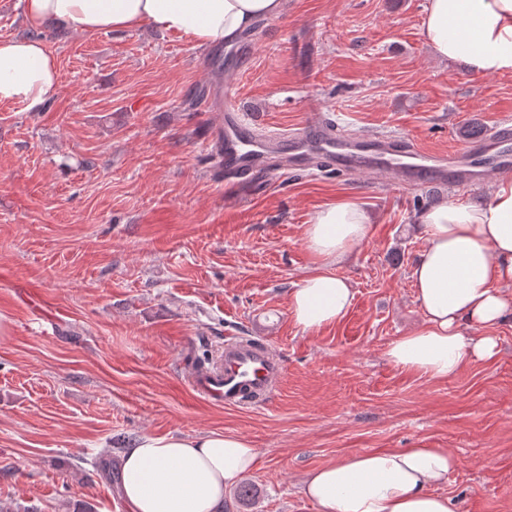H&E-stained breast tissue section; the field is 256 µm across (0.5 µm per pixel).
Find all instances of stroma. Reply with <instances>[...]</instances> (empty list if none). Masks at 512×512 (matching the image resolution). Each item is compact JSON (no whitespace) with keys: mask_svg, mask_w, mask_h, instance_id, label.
Wrapping results in <instances>:
<instances>
[{"mask_svg":"<svg viewBox=\"0 0 512 512\" xmlns=\"http://www.w3.org/2000/svg\"><path fill=\"white\" fill-rule=\"evenodd\" d=\"M428 0H288L250 32L249 54L151 26L93 37L30 27L0 0V39L34 35L60 61L49 111L0 103V506L11 512H128L105 460L144 434L217 431L250 440L260 491L224 512H317L311 470L354 453L445 448L453 512H512V320L500 352L433 380L386 351L422 323L410 269L415 222L436 199L483 200L491 184L401 189L362 173L274 177L242 203L208 149L220 113L207 91L265 130L307 119L315 99L347 133L399 137L438 155L512 114V76L435 59ZM358 202L371 224L335 268L354 301L302 331L288 294L312 269L304 229L322 205ZM264 343L284 363L267 403L227 408L190 385L226 339Z\"/></svg>","mask_w":512,"mask_h":512,"instance_id":"obj_1","label":"stroma"}]
</instances>
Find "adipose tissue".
Listing matches in <instances>:
<instances>
[{
	"label": "adipose tissue",
	"instance_id": "ef3b65f1",
	"mask_svg": "<svg viewBox=\"0 0 512 512\" xmlns=\"http://www.w3.org/2000/svg\"><path fill=\"white\" fill-rule=\"evenodd\" d=\"M31 26L85 36L150 24L199 46L232 44L257 20L280 17L287 0H23ZM422 36L433 55L477 75L512 76V0H428ZM60 89L59 59L39 38L0 40V102L47 111ZM425 247L410 270L423 320L393 341L387 356L430 379L456 375L499 352L492 328L512 320V180L488 201H439L417 215ZM369 217L353 202L319 209L305 230L319 265L291 290L289 309L303 331L339 322L353 302L333 264L363 241ZM129 512H224V491L248 476L256 450L246 439L145 434L121 455ZM457 466L443 448L351 454L311 471L303 494L318 512H451L438 489Z\"/></svg>",
	"mask_w": 512,
	"mask_h": 512
}]
</instances>
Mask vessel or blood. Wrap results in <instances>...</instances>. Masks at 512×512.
Listing matches in <instances>:
<instances>
[{
  "label": "vessel or blood",
  "mask_w": 512,
  "mask_h": 512,
  "mask_svg": "<svg viewBox=\"0 0 512 512\" xmlns=\"http://www.w3.org/2000/svg\"><path fill=\"white\" fill-rule=\"evenodd\" d=\"M310 119L291 133H259L244 113L228 107L211 133L217 171L234 188L251 185L271 157L283 158L291 171L321 165L331 170L392 173L401 187L435 185L465 189L489 172H512V117H502L484 132L438 161L407 141L339 133L308 103ZM283 373L280 358L265 348L226 342L216 369L193 375L190 383L204 398L239 408L271 399Z\"/></svg>",
  "instance_id": "vessel-or-blood-1"
}]
</instances>
